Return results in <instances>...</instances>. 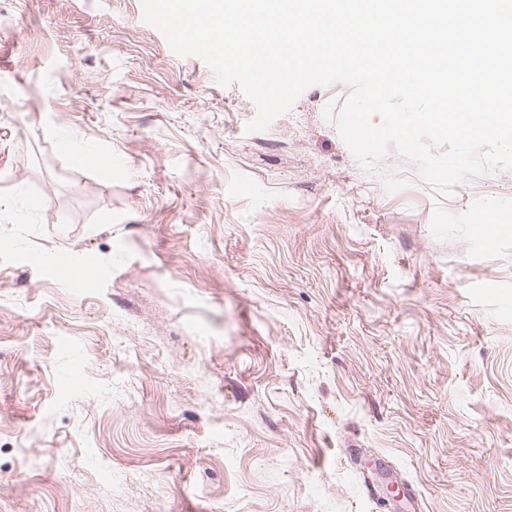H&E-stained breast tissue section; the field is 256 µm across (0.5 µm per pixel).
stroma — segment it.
<instances>
[{
    "label": "stroma",
    "mask_w": 512,
    "mask_h": 512,
    "mask_svg": "<svg viewBox=\"0 0 512 512\" xmlns=\"http://www.w3.org/2000/svg\"><path fill=\"white\" fill-rule=\"evenodd\" d=\"M350 93L249 134L140 0H0V512H512V169L365 170Z\"/></svg>",
    "instance_id": "obj_1"
}]
</instances>
